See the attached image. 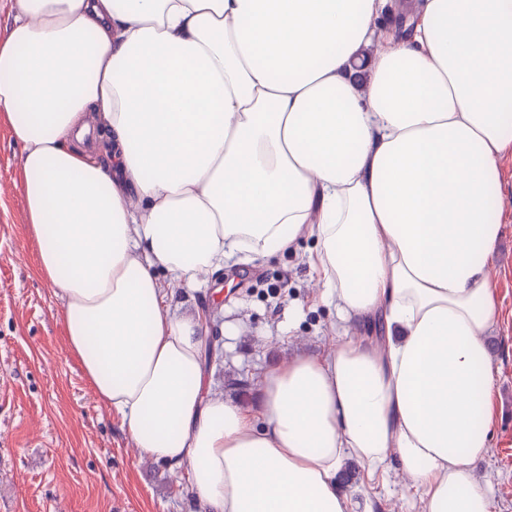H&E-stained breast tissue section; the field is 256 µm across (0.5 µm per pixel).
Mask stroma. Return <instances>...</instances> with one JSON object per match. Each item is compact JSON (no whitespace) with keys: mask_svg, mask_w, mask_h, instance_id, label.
I'll return each instance as SVG.
<instances>
[{"mask_svg":"<svg viewBox=\"0 0 512 512\" xmlns=\"http://www.w3.org/2000/svg\"><path fill=\"white\" fill-rule=\"evenodd\" d=\"M21 148L0 124V512H205L187 474L141 455L97 399L68 352L61 299L35 271L16 185ZM502 235L492 255L498 321L486 345L496 371L491 453L475 467L494 490V512H512V153L501 160ZM314 240L263 262L206 274L198 291L176 288L196 310L213 356L208 396L243 409L261 404L257 380L293 353L328 344L336 310L320 299L306 258ZM385 479L347 469L342 489L374 512H417L396 461Z\"/></svg>","mask_w":512,"mask_h":512,"instance_id":"1","label":"stroma"}]
</instances>
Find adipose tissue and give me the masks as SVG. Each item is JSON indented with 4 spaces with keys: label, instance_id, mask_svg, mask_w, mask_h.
Returning <instances> with one entry per match:
<instances>
[{
    "label": "adipose tissue",
    "instance_id": "1",
    "mask_svg": "<svg viewBox=\"0 0 512 512\" xmlns=\"http://www.w3.org/2000/svg\"><path fill=\"white\" fill-rule=\"evenodd\" d=\"M10 0L0 121L71 354L135 447L209 512H353L397 458L424 512H491L492 194L512 148V0ZM315 239L336 334L204 395L167 279Z\"/></svg>",
    "mask_w": 512,
    "mask_h": 512
}]
</instances>
